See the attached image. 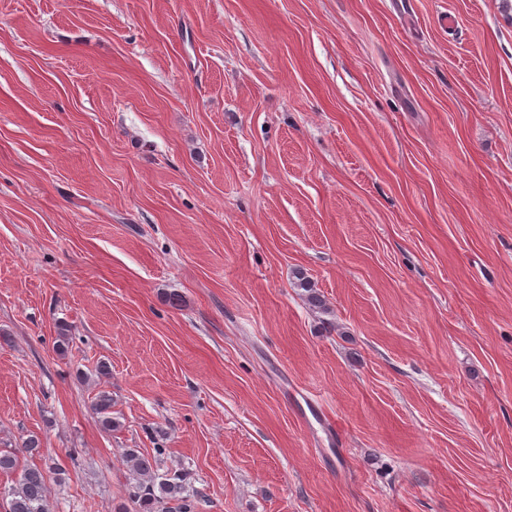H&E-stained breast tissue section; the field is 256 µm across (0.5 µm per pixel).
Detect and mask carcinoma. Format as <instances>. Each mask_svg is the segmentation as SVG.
<instances>
[{"label": "carcinoma", "mask_w": 512, "mask_h": 512, "mask_svg": "<svg viewBox=\"0 0 512 512\" xmlns=\"http://www.w3.org/2000/svg\"><path fill=\"white\" fill-rule=\"evenodd\" d=\"M296 280L298 286L307 293V301L312 307L325 308L323 296L303 272H297ZM92 407L103 429L112 431L116 428V422L112 418L111 393L98 392L92 401ZM40 448V438L31 435L24 441L20 452L32 456L39 453ZM18 453L1 452L0 471L17 470ZM123 461L133 477L128 496L138 504L140 512H197L200 496L192 489L188 472L168 470L160 474L155 469L152 458L136 448L125 449ZM7 497L5 512H50L47 477L38 467L21 469L20 478L8 490Z\"/></svg>", "instance_id": "carcinoma-1"}]
</instances>
